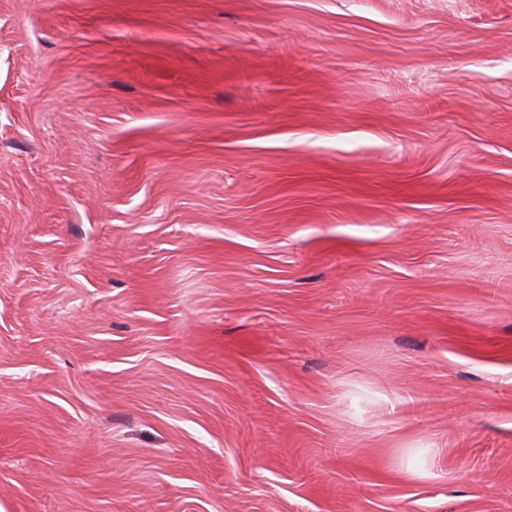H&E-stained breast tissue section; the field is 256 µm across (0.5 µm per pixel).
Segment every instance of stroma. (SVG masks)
<instances>
[{
  "label": "stroma",
  "mask_w": 512,
  "mask_h": 512,
  "mask_svg": "<svg viewBox=\"0 0 512 512\" xmlns=\"http://www.w3.org/2000/svg\"><path fill=\"white\" fill-rule=\"evenodd\" d=\"M0 512H512V0H0Z\"/></svg>",
  "instance_id": "1"
}]
</instances>
